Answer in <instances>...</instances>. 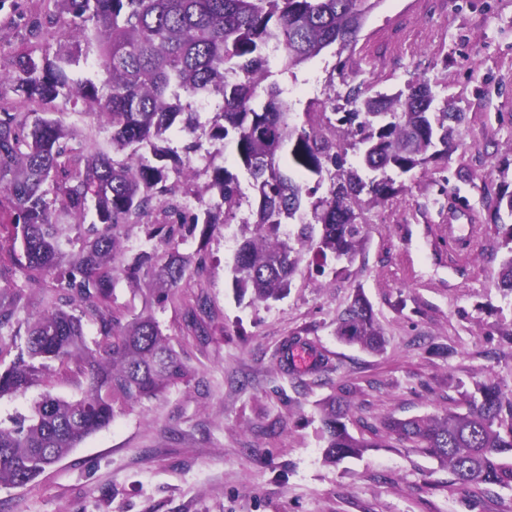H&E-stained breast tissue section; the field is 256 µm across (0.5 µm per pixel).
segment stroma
I'll list each match as a JSON object with an SVG mask.
<instances>
[{"label": "stroma", "instance_id": "35a3bbf8", "mask_svg": "<svg viewBox=\"0 0 512 512\" xmlns=\"http://www.w3.org/2000/svg\"><path fill=\"white\" fill-rule=\"evenodd\" d=\"M36 0L0 5V63L21 50ZM344 70H337V63ZM463 112L462 141L448 160L396 179L380 205L362 203L368 239L353 262L305 253L288 295L238 304L230 268L236 245L216 229L204 247L207 274L187 276L179 298L146 305L144 291L119 282L127 315L151 308L192 375L158 398L125 406L105 429L24 487L0 486V512H512V489L471 493L436 461L401 447L368 448L358 458L323 460L319 404L340 397L365 424L466 412L476 384L512 389V297L498 286L505 256L489 198L512 186V0H381L353 52L326 49L279 83L297 123L306 105L340 80L393 93L417 77ZM77 138L111 153V131L81 107L51 105ZM190 180L181 198L216 202L218 168L244 193L237 222L255 219L248 172L223 141L172 128ZM210 166L200 167V156ZM468 211L478 229L469 252L448 245V216ZM364 293L386 337L382 354L340 342L337 316ZM204 297L208 327L196 335L185 306ZM436 345L448 355L433 353Z\"/></svg>", "mask_w": 512, "mask_h": 512}]
</instances>
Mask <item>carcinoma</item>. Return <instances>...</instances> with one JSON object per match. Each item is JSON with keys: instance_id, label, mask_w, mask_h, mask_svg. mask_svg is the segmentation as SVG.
<instances>
[{"instance_id": "carcinoma-1", "label": "carcinoma", "mask_w": 512, "mask_h": 512, "mask_svg": "<svg viewBox=\"0 0 512 512\" xmlns=\"http://www.w3.org/2000/svg\"><path fill=\"white\" fill-rule=\"evenodd\" d=\"M24 47L0 70V100L11 91L33 106L0 105V355L17 349L0 370V398L40 386L31 416L0 425V485L22 487L108 427L117 408L158 397L191 376L151 311L131 318L113 305L116 284L146 282V303H165L189 268L207 271L204 246L192 255L181 240L206 239L236 215L242 191L236 175L216 172L220 201L184 214L180 187L169 182L176 152L159 142L174 124L194 133L198 96L221 97L209 137L224 141L251 175L257 218L238 225L232 287L237 300L267 303L290 288L301 254L349 262L362 251L367 225L356 220L360 195L383 202L396 192L391 173L406 174L448 159L462 113L436 106L429 80L394 94L359 83L309 106L319 122L299 126L272 80L336 47L355 48L380 0H41ZM58 29V49L41 51ZM96 48L102 78H73L82 47ZM82 104L112 129L113 155L76 140L58 119L40 116L58 98ZM345 101L349 110L338 105ZM333 111L328 116L326 109ZM375 176L346 167L347 148ZM333 179L328 195L298 181ZM496 219L512 215V191L490 199ZM162 219L149 223L154 214ZM92 219H87V216ZM147 224L155 242L122 260L126 227ZM507 249L497 287L512 295V224H500ZM164 248L158 256V247ZM26 287H11L14 269ZM42 292L47 307L20 333L17 314ZM97 326L88 346L84 325ZM342 342L377 353L385 346L371 305L358 293L336 318ZM24 344H17L18 337ZM83 384L76 399L52 393L54 378ZM467 412L448 410L390 419L386 435L434 459L462 486L512 487V391L478 384ZM348 410L326 399L322 457L329 463L379 448L352 436Z\"/></svg>"}]
</instances>
